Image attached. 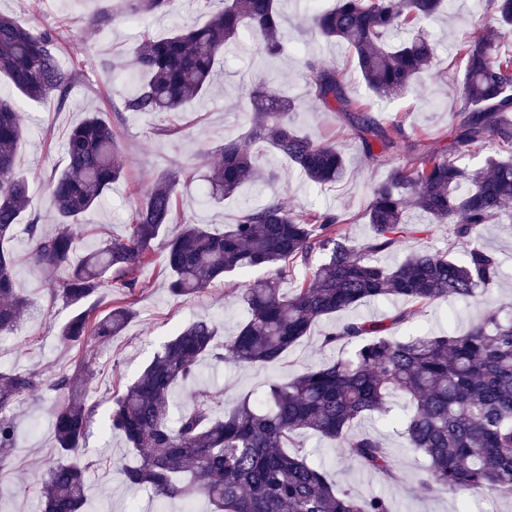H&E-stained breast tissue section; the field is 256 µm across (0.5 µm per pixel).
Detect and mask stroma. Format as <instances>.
<instances>
[{
	"mask_svg": "<svg viewBox=\"0 0 512 512\" xmlns=\"http://www.w3.org/2000/svg\"><path fill=\"white\" fill-rule=\"evenodd\" d=\"M119 3L120 0H0V13L14 16L22 24L62 35L68 48L61 61L76 66L79 74L63 109L25 98L20 100V110L30 133L18 146L16 169L28 181L30 206L41 213L43 224L52 222L47 182L51 174L65 166L63 142L68 131L92 109L105 112L107 119L115 123L128 176L113 185L96 209L83 215V223L89 226L79 242L83 250L93 247L100 238L125 235L134 201L159 176L171 172L180 176L176 187L180 211L210 229L222 230L224 225L235 223L245 208L276 194L291 209L357 215V222L346 225L345 233L353 240H365L370 234L365 215L370 186L385 179L389 165L386 159L373 160L366 155L361 143L349 134L340 113L325 109L308 96L305 85L308 55H316L336 67L351 95L369 102L381 123L388 126L394 119H401L406 135L429 133L430 148L440 150L446 145L441 134L451 127L461 104L458 72L462 64L454 55V47L483 33L487 8V0H453L448 18L427 21L426 29L438 46L435 60L438 78L402 98L379 103L352 62L347 45L328 43L311 35L307 23L310 6L306 0H280L282 27L290 40L288 52L274 59L261 58L253 39L244 37L239 47L220 64L216 85L187 111L136 115L127 112L119 117L115 107L133 90L124 70L130 66L133 51L144 36L161 38L202 25L208 13L222 8L220 0H212L208 13L204 14L197 11L192 0H183L182 7L172 15L154 14L142 20L87 30L88 17L110 15ZM260 83L284 87L290 96L297 98L296 125L315 139L338 143L345 156V176L331 187H317L281 155L261 145L257 148L260 162L264 168L279 173L276 183L261 189H245L221 202L200 204L198 196L207 184V176L221 161L218 147L227 140L247 139L250 94ZM479 238L500 257L504 272L500 285L490 291L489 298L497 307L510 308L512 216L505 214L495 223L482 226ZM28 246L26 235L21 234L14 240L12 249L18 259L17 286L33 302L34 309L15 330L0 333V368L18 372L36 370L48 380L68 371L77 353L76 347L57 334L73 309L52 300L55 278L25 261ZM467 246V241L456 236L453 225L434 224L429 232L410 240L407 248L445 251L459 258ZM160 267V261L156 260L137 271V279L147 281L149 287L145 292L133 294L131 301L136 316L123 333L108 342L90 346L97 367L89 394L97 407L91 434L81 454L82 462L89 466L87 512H125L132 503L141 512L210 510L202 499L190 505L180 499L162 505L150 490L127 487L122 470L136 462L137 454L122 436L102 428L112 407V395L123 391L151 362L164 339L196 318L216 321L224 335L230 336L245 317L231 284L220 281L203 293L175 298L167 289ZM481 311V304L475 301H444L420 312L400 327L397 335L404 338L415 333L436 336L454 333L468 328ZM343 319L339 313L317 322L309 336L288 350L280 364L272 368L264 365L238 368L202 360L198 381L177 386V400L185 406L194 394L210 391L220 393L222 406L230 407L270 378L286 381L304 365L336 358L338 350L323 347L322 336ZM55 399V393L46 390L23 397L13 409L19 443L11 465L0 469V512H41V499L35 487L49 463L60 457L53 433ZM362 427L379 435L387 444L397 460L401 480L396 484L386 482L344 459L331 442L305 436L303 442L311 458L327 465L329 479L337 488L361 497L383 494L392 501L394 512H512V496L507 494L464 498L423 491L419 481L424 461L405 448L390 423L371 418Z\"/></svg>",
	"mask_w": 512,
	"mask_h": 512,
	"instance_id": "obj_1",
	"label": "stroma"
}]
</instances>
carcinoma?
<instances>
[{"mask_svg": "<svg viewBox=\"0 0 512 512\" xmlns=\"http://www.w3.org/2000/svg\"><path fill=\"white\" fill-rule=\"evenodd\" d=\"M178 2L126 0L88 26L169 14ZM444 7L445 0H337L330 9L312 8L309 25L321 39L346 42L368 89L394 98L430 74L435 47L418 25ZM488 15L486 33L459 45L463 104L441 151L428 150L420 136L398 140L400 127L382 126L348 93L336 68L307 59L308 95L343 113L348 131L369 156L400 152L372 190L371 235L358 243L344 232L351 216L293 211L275 196L246 209L224 232L212 233L178 211V180L159 178L131 207L126 234L99 240L76 261L81 216L126 176L112 123L90 112L66 137L67 164L48 180L57 228L45 233L39 213L29 209L25 179L15 174L25 131L22 113L13 99L0 98V332L16 327L32 308L17 288L16 257L7 248L21 225L30 244L27 260L48 274L70 267L52 293L78 306L60 328L63 339L78 346L120 335L135 317L127 296L142 284L132 275L152 260L161 235V263L175 297L198 293L227 275L269 271L267 278L237 289L246 317L234 335L220 340L211 320L186 324L112 398L106 428L122 434L139 454L123 470L126 485L149 488L162 499L202 497L214 512H393L382 495L360 498L337 490L299 442L314 433L363 469L395 479L389 449L373 434L353 430L355 421L377 414L394 423L407 448L427 459L421 481L426 491L512 495V312L491 309L452 336L389 335L423 308L450 297L477 301L500 282V259L479 242L478 230L512 204V162L480 168L461 163L491 140L512 155V123L505 119L512 112V48H502L512 36V0H488ZM408 27L416 29L412 37L387 45L389 34ZM245 33L258 38V55L281 56L287 39L278 0H224V9L199 27L144 39L126 73L134 90L121 111H184L211 87L217 61ZM65 50L58 33L0 14V73L20 95L64 108L78 79L76 68L60 63ZM254 109L249 139L276 150L315 185L342 176L344 157L336 144L315 141L295 127L294 100L260 87ZM219 153L222 162L209 176L203 204L276 178L237 141L224 143ZM412 211L434 224L454 225L456 235L469 242L463 257L412 251L392 267L381 263L377 254L400 251L408 238L428 231L409 220ZM290 279L294 288L288 293L283 284ZM114 289L120 296L107 308L97 301L83 306ZM391 297L409 305L385 321L352 317L324 334L326 346L355 344L346 357L307 366L286 382L272 379L222 417L215 415L218 398L208 393L172 414L173 389L196 381L202 358L273 366L316 322ZM94 363L87 350L72 373L51 384L34 371L0 369V469L17 445L15 403L43 388L58 395L54 437L70 460L46 468L39 487L43 512H82L86 503V468L72 454L84 446L95 412L86 396Z\"/></svg>", "mask_w": 512, "mask_h": 512, "instance_id": "1", "label": "carcinoma"}]
</instances>
